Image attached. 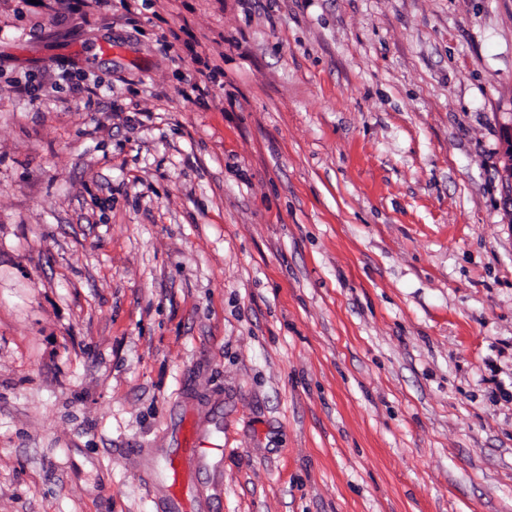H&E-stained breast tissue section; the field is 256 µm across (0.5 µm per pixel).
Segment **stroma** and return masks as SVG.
<instances>
[{
    "instance_id": "stroma-1",
    "label": "stroma",
    "mask_w": 512,
    "mask_h": 512,
    "mask_svg": "<svg viewBox=\"0 0 512 512\" xmlns=\"http://www.w3.org/2000/svg\"><path fill=\"white\" fill-rule=\"evenodd\" d=\"M511 122L512 0H0V512L188 414L208 512H512ZM502 166L498 169L501 182L508 189L505 200V211L512 221V122L505 125L502 130Z\"/></svg>"
}]
</instances>
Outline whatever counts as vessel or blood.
<instances>
[{"label":"vessel or blood","mask_w":512,"mask_h":512,"mask_svg":"<svg viewBox=\"0 0 512 512\" xmlns=\"http://www.w3.org/2000/svg\"><path fill=\"white\" fill-rule=\"evenodd\" d=\"M211 454L199 427L180 430L176 447L168 449L160 461L168 512H204L206 505L196 490L194 475Z\"/></svg>","instance_id":"b4317fda"}]
</instances>
